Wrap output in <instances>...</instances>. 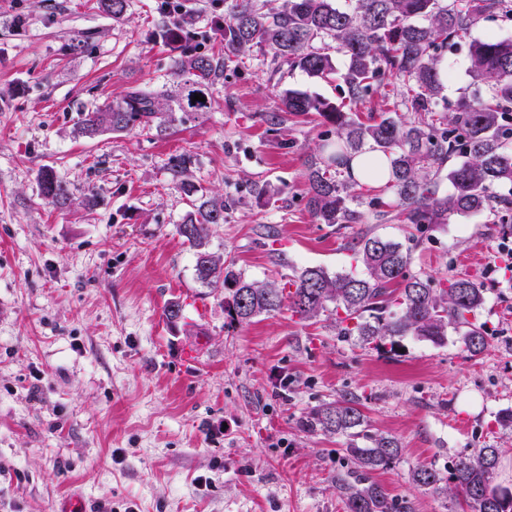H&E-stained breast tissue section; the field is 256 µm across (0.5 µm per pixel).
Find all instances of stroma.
<instances>
[{
    "label": "stroma",
    "instance_id": "stroma-1",
    "mask_svg": "<svg viewBox=\"0 0 512 512\" xmlns=\"http://www.w3.org/2000/svg\"><path fill=\"white\" fill-rule=\"evenodd\" d=\"M185 17L194 42L223 55L224 0H131L121 22L99 0H0V512H58L70 496L77 512H344L345 437L300 427L343 399L399 440L371 478L415 512H465L409 473L450 479L475 448L502 449L495 482L512 488V426L496 420L512 409V272L496 269L498 227L457 217L412 243L397 221L317 223L303 173L322 127L266 117L288 89L338 101L335 80L275 72L253 53L217 80L204 115L80 133L82 110L129 87L175 88L161 33ZM176 156L204 193L223 195L206 248L247 279L283 287L308 267L343 271L365 228L410 244L412 271L477 279L487 349L407 336L391 354L287 309L230 323L223 286L196 280L177 231L191 204ZM46 166L69 187L66 207L40 194ZM173 300L183 313L171 323Z\"/></svg>",
    "mask_w": 512,
    "mask_h": 512
}]
</instances>
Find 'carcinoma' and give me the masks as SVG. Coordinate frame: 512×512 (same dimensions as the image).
Returning a JSON list of instances; mask_svg holds the SVG:
<instances>
[{
  "instance_id": "1",
  "label": "carcinoma",
  "mask_w": 512,
  "mask_h": 512,
  "mask_svg": "<svg viewBox=\"0 0 512 512\" xmlns=\"http://www.w3.org/2000/svg\"><path fill=\"white\" fill-rule=\"evenodd\" d=\"M112 19H126L129 0H103ZM512 18V0H224V56L205 54L183 37L187 21L163 32L173 56L177 91L128 88L118 100L81 113L80 130L92 137L102 132L150 131L179 112H206L211 87L232 59L256 53L270 59L275 70L287 66L313 78L336 73L331 56L316 41L331 40L345 57L341 102L303 91L287 90L276 111L316 115L333 127L335 139L319 146L305 161L307 208L320 224H361L363 205L377 221L395 217L424 232L449 224L454 216L495 214L512 207V38L491 34L469 43L468 73L475 90L454 109L439 108L448 48L461 45L478 21ZM402 86L403 112H383L362 122L343 111V101L360 103L382 85ZM206 101L193 100L195 95ZM380 154L366 161L374 177L385 182L376 193L352 173L351 162L364 148ZM450 189L442 190L443 182ZM193 210L178 231L195 249L197 279L224 285V311L230 322L246 324L257 315L283 306L302 320L325 313L335 317L338 335L355 336L365 345L395 349L399 339L414 336L434 344L458 336L470 356L488 347L487 327L477 313L485 302L484 288L474 278L438 279L410 270L411 250L402 244L361 232L349 248L360 268L329 274L321 267L302 270L294 291L274 283L246 279L233 261L202 263L206 228L224 223L227 204L221 196L200 194L190 180L181 182ZM41 195L64 207L67 183L45 167L39 174ZM364 415L352 399L315 407L300 426L321 429L347 439L346 451L360 475L337 478L346 512H413L408 500H396L370 478L389 467L401 451L389 435L364 429ZM501 449L476 448L452 470V485L432 468L418 465L410 481L435 494L463 498L469 512H512V490L493 485Z\"/></svg>"
}]
</instances>
